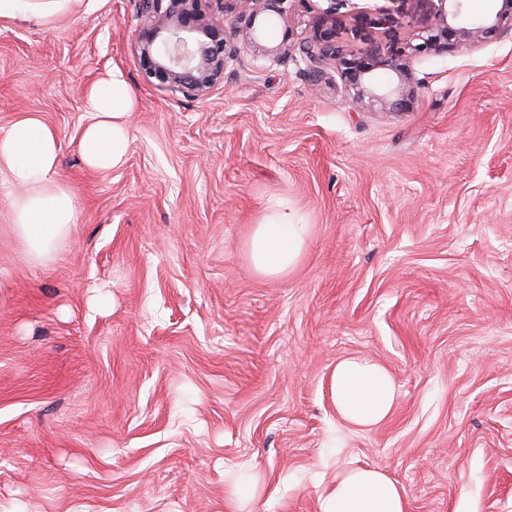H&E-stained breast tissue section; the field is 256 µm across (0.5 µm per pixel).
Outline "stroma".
<instances>
[{"label": "stroma", "instance_id": "obj_1", "mask_svg": "<svg viewBox=\"0 0 512 512\" xmlns=\"http://www.w3.org/2000/svg\"><path fill=\"white\" fill-rule=\"evenodd\" d=\"M133 0L48 24L0 19V134L57 133L77 222L37 261L0 182V512H317L335 475L376 467L409 512H512V35L412 54L432 0H344L336 40L412 73L408 108L356 109L334 65L256 58L224 22V82H147ZM316 19H262L261 41ZM124 71L125 164L79 151L88 88ZM311 226L296 267L257 272L269 207ZM398 388L378 427L345 424L340 359ZM258 483L232 501L239 465Z\"/></svg>", "mask_w": 512, "mask_h": 512}]
</instances>
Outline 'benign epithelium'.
<instances>
[{"label": "benign epithelium", "instance_id": "1", "mask_svg": "<svg viewBox=\"0 0 512 512\" xmlns=\"http://www.w3.org/2000/svg\"><path fill=\"white\" fill-rule=\"evenodd\" d=\"M204 0H134L135 43L144 77L158 81V87L186 98L206 97L224 81L228 59L224 41V17L237 18L236 34L256 56L281 62L297 51L319 73V66L332 63L340 69L350 89L353 102L361 109L375 105L404 109L411 101L405 91L409 83L408 66L392 67L399 77L393 89L372 83L370 75L389 60L375 53H353L336 46L331 29H318L313 35L293 42V30H285L282 41L272 47L261 43L257 21L274 14L287 20L294 0H214L215 6L203 7ZM437 25L419 35L420 43L410 46L414 53L446 52L456 42H484L512 31V0H501L500 9L479 22L459 28L448 18L461 16L465 0H436Z\"/></svg>", "mask_w": 512, "mask_h": 512}]
</instances>
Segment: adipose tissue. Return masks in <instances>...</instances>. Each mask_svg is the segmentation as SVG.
Instances as JSON below:
<instances>
[{
    "instance_id": "1",
    "label": "adipose tissue",
    "mask_w": 512,
    "mask_h": 512,
    "mask_svg": "<svg viewBox=\"0 0 512 512\" xmlns=\"http://www.w3.org/2000/svg\"><path fill=\"white\" fill-rule=\"evenodd\" d=\"M78 2L0 0V18L48 23L72 11ZM136 107V95L119 68H112L89 90V118L80 139L89 168L109 171L125 163L131 143L128 115ZM59 150L54 129L34 113L19 116L0 134V181L22 189L9 200L13 232L37 260L51 257L76 222L74 199L56 177ZM308 235V225L286 208L269 212L255 226L249 243L255 269L270 276L289 272L300 260ZM331 395L344 422L366 429L390 415L398 391L382 365L352 356L337 364ZM318 502L319 512H408L403 487L377 468L344 471Z\"/></svg>"
}]
</instances>
